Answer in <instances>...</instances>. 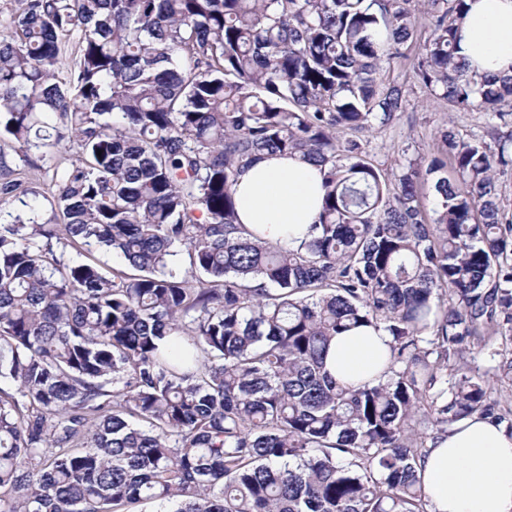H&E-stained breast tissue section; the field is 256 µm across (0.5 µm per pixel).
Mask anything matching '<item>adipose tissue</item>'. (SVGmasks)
Returning <instances> with one entry per match:
<instances>
[{"instance_id": "1", "label": "adipose tissue", "mask_w": 512, "mask_h": 512, "mask_svg": "<svg viewBox=\"0 0 512 512\" xmlns=\"http://www.w3.org/2000/svg\"><path fill=\"white\" fill-rule=\"evenodd\" d=\"M459 54L481 74L512 75V0H467ZM323 169L296 156L264 155L234 186L238 221L264 241L295 248L311 237L324 198ZM384 330L360 327L336 337L328 372L358 384L378 378L389 353ZM429 512H512V433L477 416L435 438L417 466Z\"/></svg>"}]
</instances>
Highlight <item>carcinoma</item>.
I'll return each instance as SVG.
<instances>
[{
  "label": "carcinoma",
  "instance_id": "1",
  "mask_svg": "<svg viewBox=\"0 0 512 512\" xmlns=\"http://www.w3.org/2000/svg\"><path fill=\"white\" fill-rule=\"evenodd\" d=\"M458 109L512 112V76L457 56L467 0H19L0 37V138L36 169L72 143L62 223L0 224V512H429L417 465L453 423L512 429V134L399 164L345 131L407 102L391 63ZM78 37L72 66L57 63ZM262 153L326 169L296 250L237 223ZM430 184L425 211L419 189ZM104 247L129 271L65 260ZM391 337L376 383L324 370L331 339ZM503 349H491L495 340ZM490 352L488 372L462 362Z\"/></svg>",
  "mask_w": 512,
  "mask_h": 512
}]
</instances>
